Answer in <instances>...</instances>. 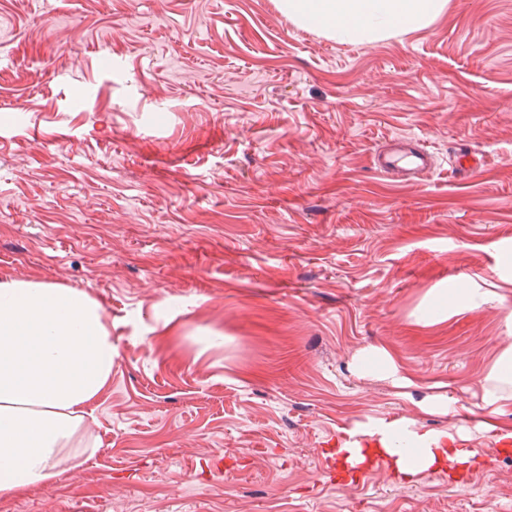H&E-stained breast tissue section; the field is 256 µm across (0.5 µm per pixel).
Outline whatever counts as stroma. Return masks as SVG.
Wrapping results in <instances>:
<instances>
[{
	"label": "stroma",
	"instance_id": "35a3bbf8",
	"mask_svg": "<svg viewBox=\"0 0 512 512\" xmlns=\"http://www.w3.org/2000/svg\"><path fill=\"white\" fill-rule=\"evenodd\" d=\"M397 135L422 180L375 169ZM4 276L101 301L114 364L96 453L0 512H512V454L343 484L333 452L512 430L482 401L512 350V0L365 44L277 0H0ZM374 347L402 385L354 369Z\"/></svg>",
	"mask_w": 512,
	"mask_h": 512
}]
</instances>
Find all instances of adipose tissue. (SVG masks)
Returning <instances> with one entry per match:
<instances>
[{
	"label": "adipose tissue",
	"instance_id": "1",
	"mask_svg": "<svg viewBox=\"0 0 512 512\" xmlns=\"http://www.w3.org/2000/svg\"><path fill=\"white\" fill-rule=\"evenodd\" d=\"M447 0H281L304 28L344 43L422 29ZM112 379V326L101 303L83 291L0 278V498L54 484L96 451L85 412ZM368 453L394 474L487 465L462 436L381 424Z\"/></svg>",
	"mask_w": 512,
	"mask_h": 512
}]
</instances>
